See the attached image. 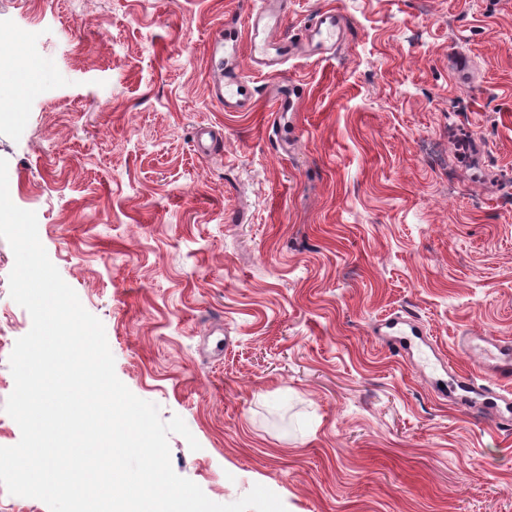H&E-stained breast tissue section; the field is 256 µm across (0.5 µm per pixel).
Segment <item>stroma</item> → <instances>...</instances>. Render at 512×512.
Returning <instances> with one entry per match:
<instances>
[{
  "mask_svg": "<svg viewBox=\"0 0 512 512\" xmlns=\"http://www.w3.org/2000/svg\"><path fill=\"white\" fill-rule=\"evenodd\" d=\"M260 0H0L25 69L0 111L9 193L103 324L117 377L181 417L174 471L287 512H512V430L381 342L407 311L441 362L512 341V0H291L336 9L326 61L267 73L228 112L209 42ZM208 128L218 146L195 147ZM0 238V447L32 326Z\"/></svg>",
  "mask_w": 512,
  "mask_h": 512,
  "instance_id": "obj_1",
  "label": "stroma"
}]
</instances>
